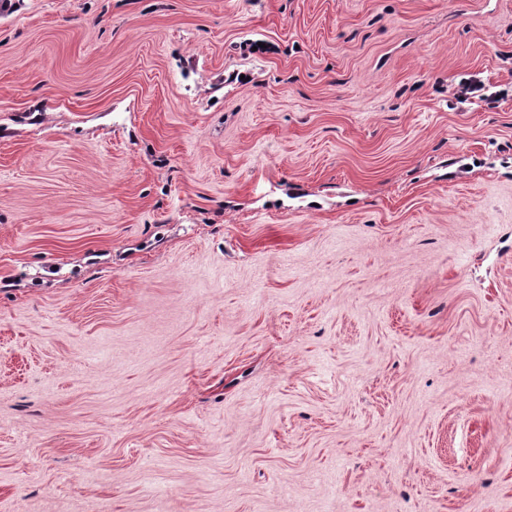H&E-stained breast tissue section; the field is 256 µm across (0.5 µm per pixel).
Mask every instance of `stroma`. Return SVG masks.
Wrapping results in <instances>:
<instances>
[{
    "instance_id": "stroma-1",
    "label": "stroma",
    "mask_w": 512,
    "mask_h": 512,
    "mask_svg": "<svg viewBox=\"0 0 512 512\" xmlns=\"http://www.w3.org/2000/svg\"><path fill=\"white\" fill-rule=\"evenodd\" d=\"M15 3L0 512H512V0Z\"/></svg>"
}]
</instances>
